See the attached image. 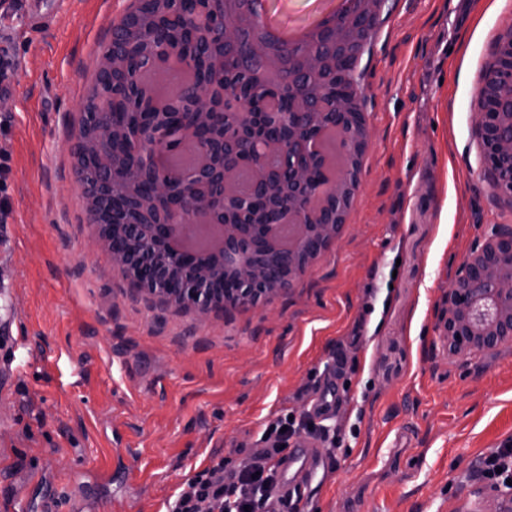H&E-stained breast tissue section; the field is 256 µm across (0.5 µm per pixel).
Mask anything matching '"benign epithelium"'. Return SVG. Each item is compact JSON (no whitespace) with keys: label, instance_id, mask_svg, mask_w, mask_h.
<instances>
[{"label":"benign epithelium","instance_id":"obj_1","mask_svg":"<svg viewBox=\"0 0 512 512\" xmlns=\"http://www.w3.org/2000/svg\"><path fill=\"white\" fill-rule=\"evenodd\" d=\"M382 8L379 0H364L354 26L335 30L329 48L307 60L294 92L288 94V111L268 113L270 127L286 128V135H257L253 113L240 121L239 113L223 111L213 94L189 83L162 107L143 91V102L160 111L137 129L134 140L144 146L119 157L112 142L125 139L128 130L113 121L112 88L99 89L96 108L86 113L87 133L71 146L76 180L89 222L136 289L202 311L227 303L255 305L289 290L295 277L328 247L356 188L354 170L334 179L315 218L299 225L296 241L282 244L276 228L285 213H303L325 179V168L310 149L314 132L334 122L351 156L365 148L364 126L352 120L347 100L338 97L327 110L323 99L336 71L332 49L365 40L367 24ZM111 44L105 68L112 74L126 72L133 55L144 71L166 67L173 59V50L158 33L133 34L122 19L112 25ZM480 78L488 84L478 83L485 112L478 117L477 134L495 184L512 200V27L502 34ZM173 137L199 147L198 160L186 173L162 169L161 151L173 144ZM240 166L254 170L252 189L231 195L228 175ZM175 211L224 229L212 253L177 248L179 231L169 219ZM443 336L454 354L512 341L511 227L494 229L487 243L463 259L448 289Z\"/></svg>","mask_w":512,"mask_h":512}]
</instances>
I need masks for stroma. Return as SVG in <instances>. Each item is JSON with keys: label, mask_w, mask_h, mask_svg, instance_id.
Listing matches in <instances>:
<instances>
[{"label": "stroma", "mask_w": 512, "mask_h": 512, "mask_svg": "<svg viewBox=\"0 0 512 512\" xmlns=\"http://www.w3.org/2000/svg\"><path fill=\"white\" fill-rule=\"evenodd\" d=\"M128 0H60L30 30L0 16L17 62L0 98L10 154L0 259L13 335L0 348V512H170L182 485L266 446L334 379L305 512H498L476 468L512 444V342L452 356L448 289L512 226L475 134L478 77L512 0H387L362 58L368 145L336 238L290 290L181 309L135 290L97 242L71 144Z\"/></svg>", "instance_id": "35a3bbf8"}]
</instances>
